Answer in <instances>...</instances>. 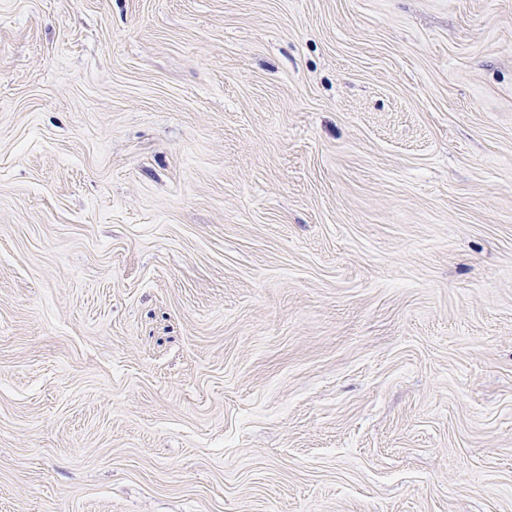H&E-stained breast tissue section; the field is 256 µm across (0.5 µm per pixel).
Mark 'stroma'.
I'll use <instances>...</instances> for the list:
<instances>
[{"instance_id": "1", "label": "stroma", "mask_w": 512, "mask_h": 512, "mask_svg": "<svg viewBox=\"0 0 512 512\" xmlns=\"http://www.w3.org/2000/svg\"><path fill=\"white\" fill-rule=\"evenodd\" d=\"M0 512H512V0H0Z\"/></svg>"}]
</instances>
